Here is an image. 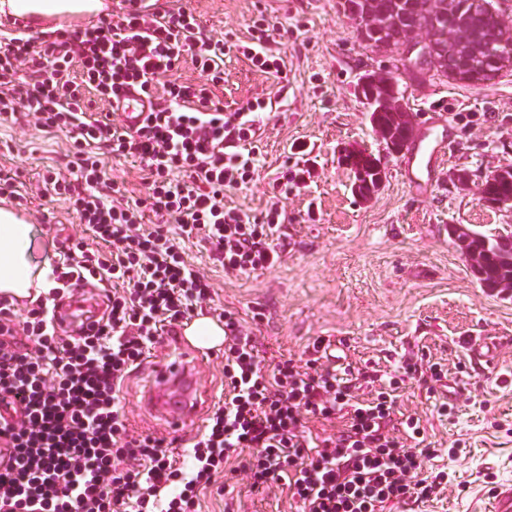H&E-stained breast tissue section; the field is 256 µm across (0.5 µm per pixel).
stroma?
Masks as SVG:
<instances>
[{
    "label": "stroma",
    "instance_id": "obj_1",
    "mask_svg": "<svg viewBox=\"0 0 512 512\" xmlns=\"http://www.w3.org/2000/svg\"><path fill=\"white\" fill-rule=\"evenodd\" d=\"M205 31L220 39H246L253 20L278 28L286 66L280 74L255 70L242 57L224 59L217 90L225 111L287 86L288 96L260 119L258 177L225 193L224 201L257 215L283 167L308 177L289 192L280 234L285 250L272 269L250 276L225 272L209 245L184 242L186 260L212 284L210 306L239 314L257 336L261 355L274 362L303 356L316 338L331 340L336 355L359 368L388 371L399 362L441 363L455 394L409 380L397 391L395 420L419 417L438 451L429 461L444 472L446 489L426 502L397 504L387 512H485V490L512 482V295L480 286L448 227L462 224L489 236L512 235V210L481 198L478 186L498 167L512 165V69L483 83L458 82L428 73L408 81L416 131L451 128L455 148L427 193H416L400 174L402 159L385 160L382 188L369 199L352 190L341 146L380 153L366 104L355 86L365 72L386 73L394 54L367 47L344 13L342 0H188ZM304 152H297V145ZM64 134L35 126L0 125V172L15 176L27 194L25 209L40 234L42 256L58 260L59 246L79 237L64 202L36 191L44 165L63 161ZM465 170L468 189L450 177ZM486 344L488 362L472 363V342ZM174 340L152 348L150 359L125 379L121 400L130 428L188 445L202 424L170 434L146 409L154 364L178 359ZM452 402L451 415L438 414ZM233 473L201 496L202 512H297L287 488L252 493L234 460Z\"/></svg>",
    "mask_w": 512,
    "mask_h": 512
}]
</instances>
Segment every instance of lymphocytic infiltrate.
Wrapping results in <instances>:
<instances>
[{
	"instance_id": "f902f5d3",
	"label": "lymphocytic infiltrate",
	"mask_w": 512,
	"mask_h": 512,
	"mask_svg": "<svg viewBox=\"0 0 512 512\" xmlns=\"http://www.w3.org/2000/svg\"><path fill=\"white\" fill-rule=\"evenodd\" d=\"M275 29L254 20L247 40L230 44L202 28L183 0H119L116 10L53 40L0 36V124L31 118L72 140L71 175L42 176L50 199L65 201L95 238L69 240L53 269L55 285L28 309L22 325L0 301V447L13 462L0 470V512H198L199 496L245 455L252 491L287 485L300 512H384L417 503L437 489L420 447L423 429L409 416L394 424L402 374L341 365L317 338L313 358L265 363L257 339L238 315L224 317V401L183 456L166 438L131 434L120 400L126 377L176 323L202 308L210 285L187 263L181 236L208 243L225 272L273 269L288 188L303 176L283 170L260 215L226 205L224 194L253 181L260 114L272 100L228 112L214 90L224 58L242 55L264 73L285 61ZM196 82L166 81L184 59ZM150 101L144 122L128 130L92 111L90 96L114 103L124 87ZM133 158L143 172L142 197L121 201L108 159ZM177 225L179 235L170 234ZM104 283L105 315L77 336L59 332L56 300L73 283ZM376 384L374 396L359 397ZM340 421L336 433H313L309 420Z\"/></svg>"
}]
</instances>
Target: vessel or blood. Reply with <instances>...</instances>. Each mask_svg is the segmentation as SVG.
Listing matches in <instances>:
<instances>
[{
    "label": "vessel or blood",
    "instance_id": "vessel-or-blood-1",
    "mask_svg": "<svg viewBox=\"0 0 512 512\" xmlns=\"http://www.w3.org/2000/svg\"><path fill=\"white\" fill-rule=\"evenodd\" d=\"M117 98L123 125L129 128L139 126L149 110L147 100L132 87L121 89ZM450 144V139L442 135L427 140L414 138L405 161V176L417 190H427L428 184L421 175L434 173L440 167ZM191 325V320L186 319L176 327L174 337L183 357L176 362L157 365L154 385L145 395L148 409L173 432L198 422L204 392L196 379V365L221 351L217 345L203 346L190 341L187 331Z\"/></svg>",
    "mask_w": 512,
    "mask_h": 512
}]
</instances>
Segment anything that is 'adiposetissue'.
Here are the masks:
<instances>
[{"mask_svg": "<svg viewBox=\"0 0 512 512\" xmlns=\"http://www.w3.org/2000/svg\"><path fill=\"white\" fill-rule=\"evenodd\" d=\"M101 7V0H0V14L15 18L53 17L67 9L92 13ZM37 246V226L0 208V295L33 302L53 288L50 266L38 261Z\"/></svg>", "mask_w": 512, "mask_h": 512, "instance_id": "obj_1", "label": "adipose tissue"}]
</instances>
